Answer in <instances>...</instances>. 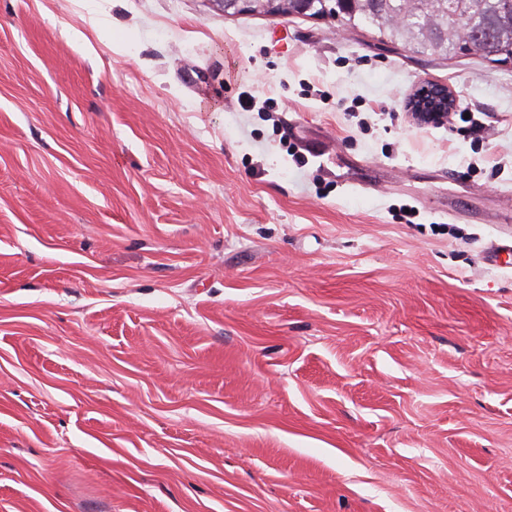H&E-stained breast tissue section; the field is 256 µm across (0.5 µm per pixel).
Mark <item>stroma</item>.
Masks as SVG:
<instances>
[{
    "mask_svg": "<svg viewBox=\"0 0 512 512\" xmlns=\"http://www.w3.org/2000/svg\"><path fill=\"white\" fill-rule=\"evenodd\" d=\"M502 240L512 62L0 0V512H512ZM457 104L455 93L447 86L426 83L418 88L409 99L407 109L409 112H416L423 120H431L443 116H450L455 120L456 124H466L459 126L460 129L476 127L478 119L474 112H469L470 118L464 119L465 113L468 111L452 112ZM448 112H451L448 114Z\"/></svg>",
    "mask_w": 512,
    "mask_h": 512,
    "instance_id": "1",
    "label": "stroma"
}]
</instances>
